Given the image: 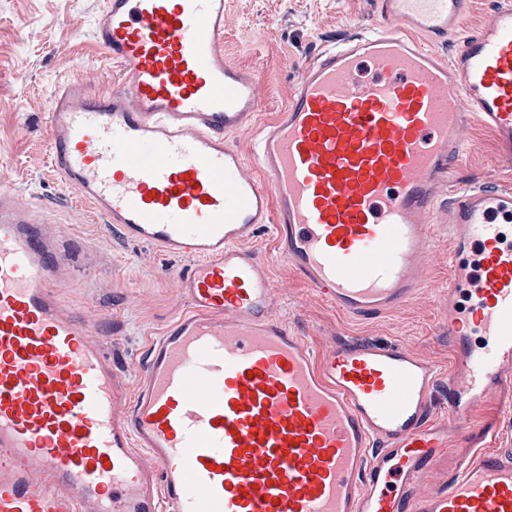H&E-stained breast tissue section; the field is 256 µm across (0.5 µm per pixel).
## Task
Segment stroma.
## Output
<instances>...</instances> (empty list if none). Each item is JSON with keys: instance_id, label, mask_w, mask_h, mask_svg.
<instances>
[{"instance_id": "1", "label": "stroma", "mask_w": 512, "mask_h": 512, "mask_svg": "<svg viewBox=\"0 0 512 512\" xmlns=\"http://www.w3.org/2000/svg\"><path fill=\"white\" fill-rule=\"evenodd\" d=\"M100 7L101 0H0V187L21 191L36 215H49L62 232L75 275L61 300L84 314L107 362L122 374L143 362L150 338L183 310L174 278L188 263L123 240L49 166L46 116L55 85L76 78L101 92L117 78L94 45L92 24ZM378 20L373 0H225L224 52L245 69L269 73L257 87L267 120L286 103L321 47ZM467 139L468 153L453 173L452 186L491 179L512 188V168L498 164L493 134L476 125ZM251 246L269 262L282 315L316 346L350 337L399 343L441 371L450 368L448 301L441 293L448 285L451 250L445 237L430 243L424 293L394 312L365 320L344 315L319 297L276 257L268 233H259ZM89 250L97 256L92 268L83 260ZM468 423L494 424L497 446L512 448V407L486 401L470 413Z\"/></svg>"}]
</instances>
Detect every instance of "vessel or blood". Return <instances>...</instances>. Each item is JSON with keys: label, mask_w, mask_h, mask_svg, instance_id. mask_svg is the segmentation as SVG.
<instances>
[{"label": "vessel or blood", "mask_w": 512, "mask_h": 512, "mask_svg": "<svg viewBox=\"0 0 512 512\" xmlns=\"http://www.w3.org/2000/svg\"><path fill=\"white\" fill-rule=\"evenodd\" d=\"M374 2L379 23L317 54L262 123L260 73L224 55V0H102L94 42L119 78L54 87L48 156L126 241L190 259L185 309L129 394L60 299L61 233L0 189V512H512V448L465 424L512 397V191L449 187L474 124L512 167V0L469 32L467 0ZM263 230L357 318L416 299L450 236L452 369L296 333L247 247ZM443 375L452 426L433 418ZM440 467L447 488L427 486ZM253 135L250 132H242L232 135L229 141L232 146L239 149L246 158L247 166L245 168V174L249 176H256L258 179H264L261 172L257 169L252 153H251V140Z\"/></svg>", "instance_id": "vessel-or-blood-1"}]
</instances>
